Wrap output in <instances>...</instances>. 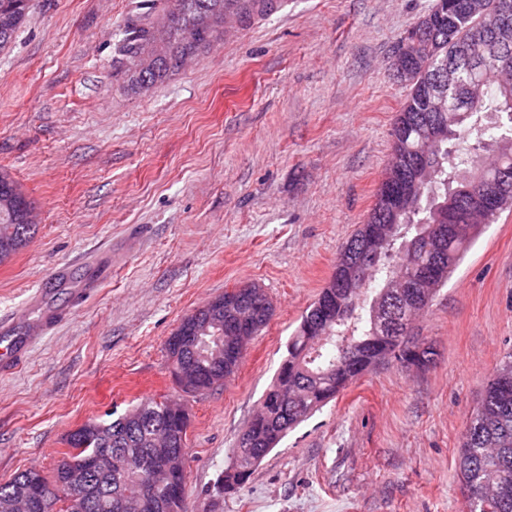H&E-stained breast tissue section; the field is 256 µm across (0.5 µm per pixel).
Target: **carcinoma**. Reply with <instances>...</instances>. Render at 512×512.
I'll return each mask as SVG.
<instances>
[{"label":"carcinoma","mask_w":512,"mask_h":512,"mask_svg":"<svg viewBox=\"0 0 512 512\" xmlns=\"http://www.w3.org/2000/svg\"><path fill=\"white\" fill-rule=\"evenodd\" d=\"M30 2L0 0V17L8 15L13 20L8 31L0 30V50L9 46L26 22ZM464 2L433 0L426 11L428 31L411 53L413 68H426L425 77L446 79L442 66L455 47L474 56L481 52L479 28L490 26L494 16H470L463 9ZM273 8L274 0H180L177 11L166 12L162 0H139L121 32L119 52L124 62L146 44L152 52L168 58L197 56L221 40L226 19L249 23ZM177 71L176 67L159 69L146 84L128 76L123 68L120 74L128 89L136 93ZM468 83L463 72L456 85L447 89L448 102L456 110L438 117V164L421 181L415 208L392 215L384 209L383 194L378 191L366 223L341 245L331 275L336 287L321 289L302 316L275 381L240 436L245 444L241 459L233 463L236 480L220 482L221 492L230 493L245 484L255 466L291 430L380 362L393 358L403 367L423 368L433 361V347L411 337V323L402 316L403 307L411 306V317L425 312L463 258L477 225L496 223L501 213L512 207L511 189L490 209L461 214L450 238L432 230L433 225L442 223L448 200L463 195L471 186V175L487 162V153L512 162V94L489 80L471 105L466 99ZM422 85L421 81L407 85L405 103L392 122V156L385 173L389 180L398 177L411 150L420 143L419 117L425 108ZM31 210L32 203L16 181L0 169V264L17 254L31 237L33 224L27 221ZM367 248L379 252L377 262L369 270L358 269L353 256ZM241 313L239 305L229 301L224 305L222 335L212 333L191 348L167 341L172 365L193 362L205 371L215 350L222 346L224 377L233 375L242 351L232 346L229 327ZM161 426L175 434L174 447L166 452L178 459L181 479H186V457L180 450L188 449L187 432L181 417L165 409L164 402L145 398L115 418L91 419L68 434L66 444L71 451L65 453L52 478L26 470L0 483V512H12V498L38 484L45 486L47 494L40 512H66L56 489L65 482L68 469L106 451L131 461L153 459L158 448L152 436ZM459 470L465 512H512V350L467 420ZM148 477V470L135 464L91 477L83 490L84 512H115L112 504L118 499L126 504L122 512H140L137 493Z\"/></svg>","instance_id":"carcinoma-1"}]
</instances>
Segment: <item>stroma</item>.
<instances>
[{"mask_svg": "<svg viewBox=\"0 0 512 512\" xmlns=\"http://www.w3.org/2000/svg\"><path fill=\"white\" fill-rule=\"evenodd\" d=\"M132 0H33L0 51V168L29 243L0 265V321L29 339L0 374V483L51 475L67 434L142 398L182 396L180 320L246 283L274 303L223 386L184 396L186 512H463L466 422L512 349V210L479 228L413 324L436 357L389 360L216 495L288 340L366 221L408 90L388 61L432 0H277L135 94L112 69ZM112 267L89 285L99 262ZM67 311L49 332L36 305Z\"/></svg>", "mask_w": 512, "mask_h": 512, "instance_id": "obj_1", "label": "stroma"}]
</instances>
